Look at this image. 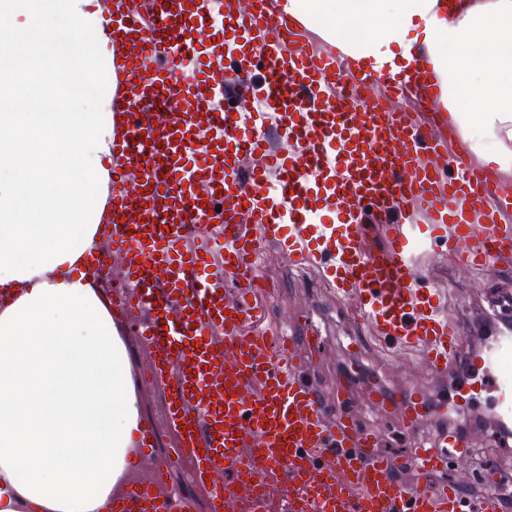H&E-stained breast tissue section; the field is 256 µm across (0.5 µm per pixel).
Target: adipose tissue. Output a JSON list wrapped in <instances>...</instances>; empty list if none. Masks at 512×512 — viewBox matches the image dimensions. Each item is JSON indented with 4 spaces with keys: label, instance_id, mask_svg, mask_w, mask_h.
Listing matches in <instances>:
<instances>
[{
    "label": "adipose tissue",
    "instance_id": "1",
    "mask_svg": "<svg viewBox=\"0 0 512 512\" xmlns=\"http://www.w3.org/2000/svg\"><path fill=\"white\" fill-rule=\"evenodd\" d=\"M67 0H0V16L31 15L0 45V512H112L138 414L103 293L86 211L109 130L99 112H73V54L62 48ZM276 9L327 42L357 18L363 36L339 42L353 68L431 71L442 105L456 77L478 104L483 164L512 171V0H278ZM482 54H473L474 45Z\"/></svg>",
    "mask_w": 512,
    "mask_h": 512
}]
</instances>
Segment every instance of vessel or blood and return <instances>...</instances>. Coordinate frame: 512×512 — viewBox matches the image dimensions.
<instances>
[{
    "label": "vessel or blood",
    "mask_w": 512,
    "mask_h": 512,
    "mask_svg": "<svg viewBox=\"0 0 512 512\" xmlns=\"http://www.w3.org/2000/svg\"><path fill=\"white\" fill-rule=\"evenodd\" d=\"M220 16L241 43L229 66ZM69 23L92 32L83 70L108 85L91 271L110 288L122 343L144 348L128 366L138 396L160 400L158 416L138 415L112 512H273L283 483L304 512H501L496 496L465 498L450 478L466 446L455 433L410 449L419 479L398 478L377 432L345 413L347 380L330 407L298 372L321 327L309 315L273 325L258 301L274 292L258 269L266 246L295 265L328 258V286L353 297L350 315L375 328V346L391 358L421 351L442 383L449 368L480 367L496 393L490 418L512 424V336L466 354L416 254L442 241L452 264L493 266L512 253V201L411 113L373 106L403 97L437 109L429 72L344 68L340 49L306 48L273 0L243 11L230 0H90ZM244 77L262 101L233 99ZM415 201L426 224L397 223ZM370 219L387 222L385 249H366ZM414 395L400 408L409 433L424 415Z\"/></svg>",
    "instance_id": "vessel-or-blood-1"
}]
</instances>
